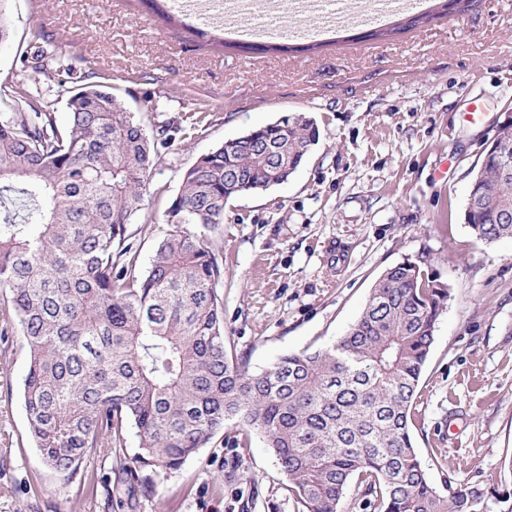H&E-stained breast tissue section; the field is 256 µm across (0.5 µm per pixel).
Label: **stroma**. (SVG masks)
Masks as SVG:
<instances>
[{
	"instance_id": "stroma-1",
	"label": "stroma",
	"mask_w": 512,
	"mask_h": 512,
	"mask_svg": "<svg viewBox=\"0 0 512 512\" xmlns=\"http://www.w3.org/2000/svg\"><path fill=\"white\" fill-rule=\"evenodd\" d=\"M12 30L0 88L36 86L66 122L87 72L146 127L180 124L127 226L146 269L186 169L225 141L302 113L320 138L288 181L224 202L192 225L218 254L228 353L252 370L344 336L389 267L424 263L450 297L415 398V448L437 488L481 481L512 493V238L477 239L465 220L485 149L512 118V0H472L387 40L358 20L290 16L310 53L242 55L182 36L139 0H5ZM43 34L79 76L58 82L21 61ZM27 349L0 335V512H299L266 438L227 424L179 469H145L135 498L109 490L117 463L71 479L28 437Z\"/></svg>"
}]
</instances>
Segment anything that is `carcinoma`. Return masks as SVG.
<instances>
[{"label":"carcinoma","instance_id":"obj_1","mask_svg":"<svg viewBox=\"0 0 512 512\" xmlns=\"http://www.w3.org/2000/svg\"><path fill=\"white\" fill-rule=\"evenodd\" d=\"M176 31L248 53L140 0ZM34 69L75 72L42 46ZM0 111V298L28 351L22 397L44 463L67 478L86 458L138 448L126 479L176 470L233 421L264 434L303 512H341L353 481L374 512H512V494L479 481L437 489L412 437L413 405L449 290L420 263L387 268L359 318L334 344L283 355L260 372L224 346L222 268L187 225L224 223V200L288 181L320 137L283 115L201 156L166 211L149 266L126 224L150 195L173 140L154 133L97 84L57 121L41 94L13 90ZM475 236L512 238V122L472 178L465 213Z\"/></svg>","mask_w":512,"mask_h":512}]
</instances>
